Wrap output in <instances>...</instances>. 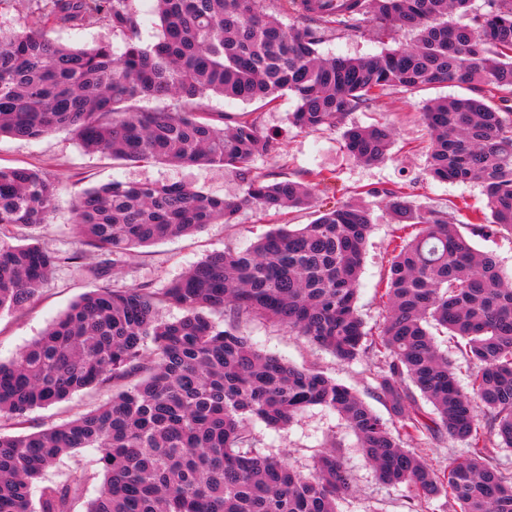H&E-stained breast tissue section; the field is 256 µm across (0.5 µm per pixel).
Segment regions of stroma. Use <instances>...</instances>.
<instances>
[{"instance_id": "35a3bbf8", "label": "stroma", "mask_w": 512, "mask_h": 512, "mask_svg": "<svg viewBox=\"0 0 512 512\" xmlns=\"http://www.w3.org/2000/svg\"><path fill=\"white\" fill-rule=\"evenodd\" d=\"M414 43L413 33L401 30L361 34L324 29L319 50L325 55L362 57L397 46ZM466 90L443 84L426 93L406 94L397 90L377 96L365 108L349 114L346 125L367 126L383 123L396 133L385 161L365 164L350 156L343 143L341 128L306 132L296 127L292 114L297 100L283 94L261 111L262 126L274 137L276 154L257 158L258 171L276 176L300 177L305 171L320 170L331 176L336 198L348 201L355 194H367L373 209L374 227L368 238L358 294V309L369 328L380 326L387 314L382 294L392 241L398 235L382 189L403 186L409 200L447 213L470 245L496 256L501 270L512 277V236L491 238L472 234L469 223L484 211L487 199L475 183L437 182L427 174V134L420 113L427 98L457 97ZM0 166L27 167L46 173L59 187V201L49 224L14 231L15 243L36 237L46 250L64 255L65 260L42 284L36 297L25 306L0 312V361L12 360L37 339L83 294L105 283L124 286L150 284L160 289L212 253L249 248L276 224H307L314 218L309 209L286 213H260L254 207H242L234 223L209 224L202 230L174 237L157 244L134 249L107 276H100L93 261L72 263L68 254L82 248L76 233L71 199L84 188L113 180H149L159 183H185L218 198H240L243 184L219 167H175L161 163L126 164L80 147L73 134L62 130L36 140L0 138ZM241 334L260 351L280 357L299 367H314L326 376L352 388L382 418L390 414L376 396L374 379L382 365L380 357L369 354L353 363L338 362L330 353L310 344L288 329L262 320L240 323ZM112 390L93 387L77 391L67 399L28 412L23 426L0 423V432H34L51 425L71 421L110 401ZM253 442L266 454L286 456L301 471H309L321 451L333 448L343 457L354 475L351 491L337 502L338 512H454L453 505L440 501L417 505L409 499L404 486L381 482L358 448L355 438L336 412L320 406L308 408L291 426L281 430L255 423Z\"/></svg>"}]
</instances>
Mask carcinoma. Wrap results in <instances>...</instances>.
<instances>
[{
	"mask_svg": "<svg viewBox=\"0 0 512 512\" xmlns=\"http://www.w3.org/2000/svg\"><path fill=\"white\" fill-rule=\"evenodd\" d=\"M159 37L137 40L134 0H36L31 27L0 30V137L32 140L71 132L86 151L124 162L217 166L245 185L240 199H219L185 184L115 180L73 200L85 251L102 256V275L131 249L231 224L243 205L263 212L301 208L321 189L315 219L282 224L252 247L215 253L167 288L102 285L14 360L0 362V419L93 386L142 379L74 420L45 429L0 432V512H337L353 474L333 450L304 474L253 445L252 425H290L310 406L337 412L387 484L412 499L445 498L459 512H512V472L494 448H512V284L494 255L475 250L441 211L416 206L401 191L386 203L401 228L383 297V326L366 328L357 311L358 280L372 229L368 207L338 202L330 178L269 179L256 158L278 151L260 113L206 111L222 95L263 108L285 91L298 101L294 124L335 128L387 90L416 94L441 83L471 97L433 100L422 113L429 135L428 174L438 182H477L489 213L473 230L512 235V0H344L348 20L329 0H282L306 21L286 27L265 0H155ZM102 23L126 36L73 47L48 26ZM339 27L398 29L412 47L364 58L322 57L319 33ZM180 99L174 109L146 100ZM394 131L384 124L344 130L357 159L386 158ZM59 186L39 170L0 167V311L31 302L65 257L37 242L4 240L14 228L50 222ZM175 304L176 321L160 317ZM223 318L218 323L213 316ZM276 323L338 361L373 352L383 358L375 392L396 429L349 387L317 370L261 352L238 331L244 320ZM461 339L475 365L461 383L433 330ZM431 403L428 412L417 397ZM446 435L465 443L440 473L406 442ZM93 448L101 470L77 467L38 487L61 455ZM101 479L96 497L89 485Z\"/></svg>",
	"mask_w": 512,
	"mask_h": 512,
	"instance_id": "obj_1",
	"label": "carcinoma"
}]
</instances>
